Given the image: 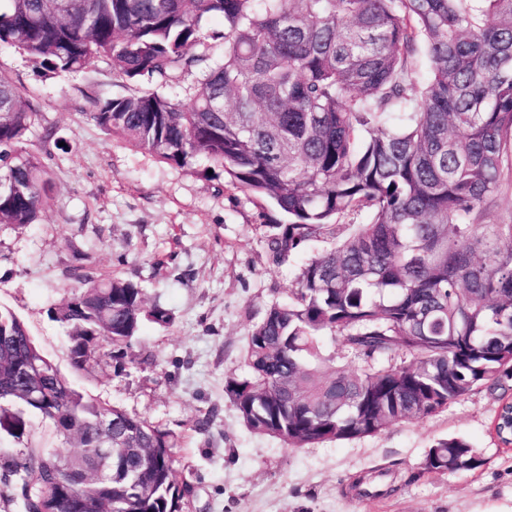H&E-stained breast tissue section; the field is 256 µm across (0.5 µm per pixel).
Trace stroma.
<instances>
[{
  "label": "stroma",
  "instance_id": "stroma-1",
  "mask_svg": "<svg viewBox=\"0 0 512 512\" xmlns=\"http://www.w3.org/2000/svg\"><path fill=\"white\" fill-rule=\"evenodd\" d=\"M0 69L39 107L38 130L54 128L66 144L45 160L54 195L39 223L0 225V304L76 388L179 437L175 479L192 489L181 512H512V447L493 431L499 394L485 386L379 434L309 448L247 430L225 380L247 374L248 330L287 299L306 253L274 262L268 235L279 214H261L221 167H170L90 120L87 94L116 91L110 62L47 75L2 47ZM77 251L174 312L169 327L143 326L122 374L108 358L94 374L71 373L67 338L48 316L69 291ZM205 418L207 430H197ZM452 436L481 466L421 471L429 448Z\"/></svg>",
  "mask_w": 512,
  "mask_h": 512
}]
</instances>
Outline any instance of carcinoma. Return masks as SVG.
I'll return each mask as SVG.
<instances>
[{
    "label": "carcinoma",
    "mask_w": 512,
    "mask_h": 512,
    "mask_svg": "<svg viewBox=\"0 0 512 512\" xmlns=\"http://www.w3.org/2000/svg\"><path fill=\"white\" fill-rule=\"evenodd\" d=\"M219 15L224 29L202 21ZM38 71L112 63L124 92L88 117L174 168L199 157L230 186L285 219L270 225L278 262L334 245L299 267L288 301L247 334L248 374L225 393L240 421L287 448L378 434L479 386L512 406V223L484 218L512 180V0H0V46ZM424 52L429 77L418 79ZM188 81L185 96L162 88ZM37 107L0 71V224H36L54 185L28 148ZM366 211V224L336 218ZM49 310L71 369L90 374L104 343L123 365L142 325L171 311L132 279L86 263ZM334 336L368 364L323 354ZM408 354L407 364L393 363ZM45 365L37 397L19 364ZM0 479L24 512H179V438L89 396L0 305ZM112 420V478L99 474L97 421ZM75 448L32 439L34 420ZM462 438L441 439L425 472L473 470Z\"/></svg>",
    "instance_id": "carcinoma-1"
}]
</instances>
